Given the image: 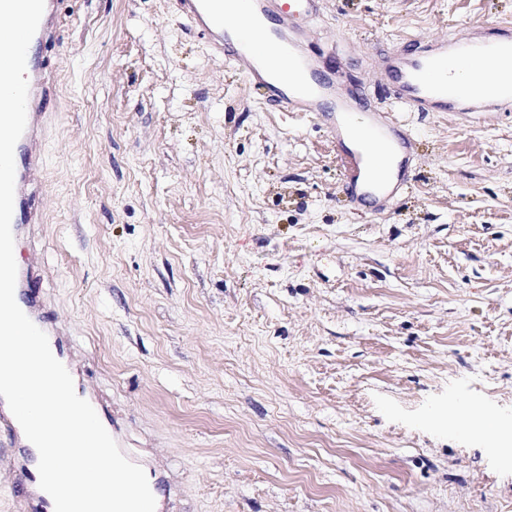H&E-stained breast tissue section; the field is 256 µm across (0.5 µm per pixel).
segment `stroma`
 I'll use <instances>...</instances> for the list:
<instances>
[{"mask_svg":"<svg viewBox=\"0 0 512 512\" xmlns=\"http://www.w3.org/2000/svg\"><path fill=\"white\" fill-rule=\"evenodd\" d=\"M21 235L76 389L168 512H512V108L399 103L384 53L512 22V0H323L313 46L414 140L382 211L335 136L273 102L176 0H56Z\"/></svg>","mask_w":512,"mask_h":512,"instance_id":"stroma-1","label":"stroma"}]
</instances>
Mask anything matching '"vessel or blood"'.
<instances>
[{
    "label": "vessel or blood",
    "mask_w": 512,
    "mask_h": 512,
    "mask_svg": "<svg viewBox=\"0 0 512 512\" xmlns=\"http://www.w3.org/2000/svg\"><path fill=\"white\" fill-rule=\"evenodd\" d=\"M183 12L207 34L224 27V0H178ZM320 0H250L254 20L275 17L280 26L276 42L255 40L229 54L231 65L246 70L255 86L275 93L286 108L312 112L337 138L356 133L366 145L365 152L342 156L344 176L363 194L386 200L406 191L407 181L393 171L391 157L409 153L411 138L403 132L395 117L386 111L354 115L344 92V72L332 69L319 73V52L305 42L298 20L317 13ZM477 60L512 69V40L501 41L468 32L423 45L415 57L394 51L380 58L377 67L383 78L395 79L398 99L420 112H491L500 101L512 99V77L484 80L470 73L465 83L445 78L444 70L459 61ZM28 72L27 125L14 152L24 156L26 166L15 173V196L11 227L20 232L34 223L35 216L24 197L28 171L37 164L39 110L37 100L45 92L41 70L31 66ZM38 275L34 269L17 272L16 290L25 304V313L38 328L46 323L39 314ZM0 432L11 439L10 455L17 459L15 473L20 485L18 498L22 512H55L52 498L39 486V473L27 463L30 446L24 432L0 397Z\"/></svg>",
    "instance_id": "b4317fda"
}]
</instances>
